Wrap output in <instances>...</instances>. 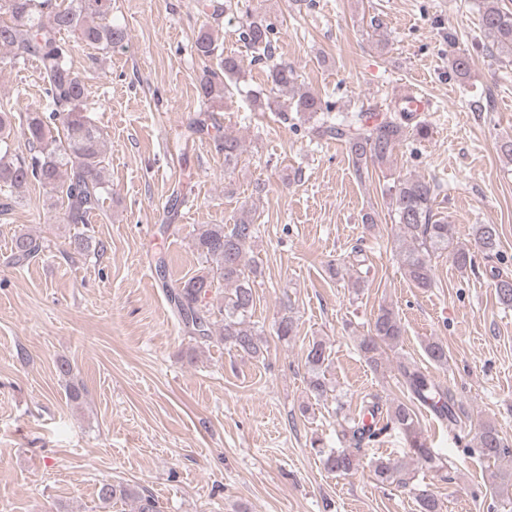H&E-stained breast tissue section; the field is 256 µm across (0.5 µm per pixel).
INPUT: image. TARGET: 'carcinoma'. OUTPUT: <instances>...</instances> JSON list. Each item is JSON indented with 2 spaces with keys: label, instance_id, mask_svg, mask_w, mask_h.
Listing matches in <instances>:
<instances>
[{
  "label": "carcinoma",
  "instance_id": "1",
  "mask_svg": "<svg viewBox=\"0 0 512 512\" xmlns=\"http://www.w3.org/2000/svg\"><path fill=\"white\" fill-rule=\"evenodd\" d=\"M112 0H0V49L14 52L16 63L29 59L38 62L49 100L48 111L21 109L19 103H0V207L9 210L24 194L31 181L39 182L53 193L61 194L65 208L59 214L61 224H87L90 217L101 209L108 184L104 177L103 142L99 131L84 114L87 98L84 81L75 72L72 46L61 38L67 32L79 41L104 50L121 46L127 39L126 29L109 21ZM481 25L492 37L495 52L512 60V10L500 7L497 0H486ZM271 24L262 18L246 22L242 39L253 58L272 57ZM198 55L215 60L199 83V95L208 102L224 98L225 91L240 73L241 61L224 55L208 31H200L194 43ZM272 86H294L292 69L274 65L267 75ZM20 116L19 131L12 124L15 113ZM290 111L313 117L322 114L313 132L319 138L341 140L345 143L357 170L372 163H389L395 148L408 132L421 139L429 136L424 122L413 123L414 113L406 111V103L393 105L397 115L385 117L370 124L371 116L365 112H348L339 121H332L330 108L309 91L293 96ZM215 130L219 146L224 151V166L235 164L241 145L237 138L220 134L217 122L197 121L191 132L208 135ZM19 135L28 147L29 155L13 147L12 136ZM389 205L400 229L398 256L406 277L418 288L433 287L434 276L431 255L448 253L460 271L475 266L476 255L456 241V227L435 213V187L418 177H406L388 189ZM258 228L254 218L246 214L234 224H204L194 236V248L209 263L207 270L170 286L169 296L187 332L201 344L221 342L240 354L253 359L264 358L260 332L251 320L255 293L249 283V274L256 272L247 247L255 238ZM479 251L487 258L498 252L500 235L495 224H478L473 230ZM45 249L41 238L29 233H18L12 239V256L17 263L28 262ZM231 285L224 296V317L221 324L211 321L202 302L210 292L214 278ZM495 291L500 303L512 306V278L495 276ZM295 320L283 315L274 323L279 339L286 341L295 332ZM403 336L401 319L393 309L382 307L374 318L371 335L363 337L358 349L366 362L376 368L382 364L384 347H396ZM426 355L434 363H448V353L442 344L431 341L425 345ZM329 354L326 347L315 342L310 346L305 365L309 375V390L315 400L327 396L326 369ZM400 372L412 399L429 405L437 416L458 426L455 398L430 376L409 363L399 362ZM381 410L379 403L368 401L356 417L344 418L343 436L355 447L378 436L375 428L364 424V415L375 416ZM386 426L401 430L409 445L421 458L433 461L430 448L422 441L417 429L416 413L406 403H398L388 410ZM479 447L488 458L512 454L495 425H483L477 435ZM323 465L331 472L346 475L357 469L358 459L352 451H319ZM376 481L382 485H407L409 478L402 465L379 458L373 463ZM420 512H441L439 499L424 488L415 492ZM132 499L138 503V512H158L151 496L121 484L104 483L98 489V500L107 506L116 499Z\"/></svg>",
  "mask_w": 512,
  "mask_h": 512
}]
</instances>
